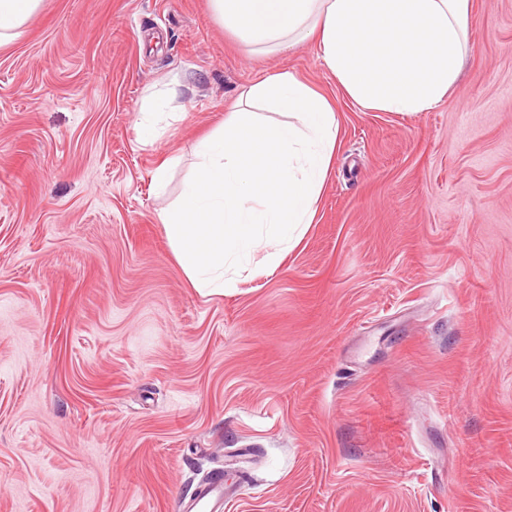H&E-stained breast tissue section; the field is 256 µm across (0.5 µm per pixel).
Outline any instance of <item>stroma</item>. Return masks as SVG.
Returning <instances> with one entry per match:
<instances>
[{
    "label": "stroma",
    "mask_w": 512,
    "mask_h": 512,
    "mask_svg": "<svg viewBox=\"0 0 512 512\" xmlns=\"http://www.w3.org/2000/svg\"><path fill=\"white\" fill-rule=\"evenodd\" d=\"M469 16L399 115L211 0H44L0 47V512H185L218 475L224 512H512V0ZM283 70L340 119L315 221L200 293L159 215Z\"/></svg>",
    "instance_id": "35a3bbf8"
}]
</instances>
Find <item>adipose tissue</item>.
<instances>
[{"label":"adipose tissue","mask_w":512,"mask_h":512,"mask_svg":"<svg viewBox=\"0 0 512 512\" xmlns=\"http://www.w3.org/2000/svg\"><path fill=\"white\" fill-rule=\"evenodd\" d=\"M43 0H0V46L18 38ZM217 18L259 50L318 43L345 94L365 108L430 110L454 85L467 50L468 0H211ZM197 149L193 174L160 220L198 289L227 274L256 278L278 265L313 224L340 135L333 101L290 72L244 94ZM259 104L279 113L269 122ZM265 263H258V253Z\"/></svg>","instance_id":"adipose-tissue-1"}]
</instances>
